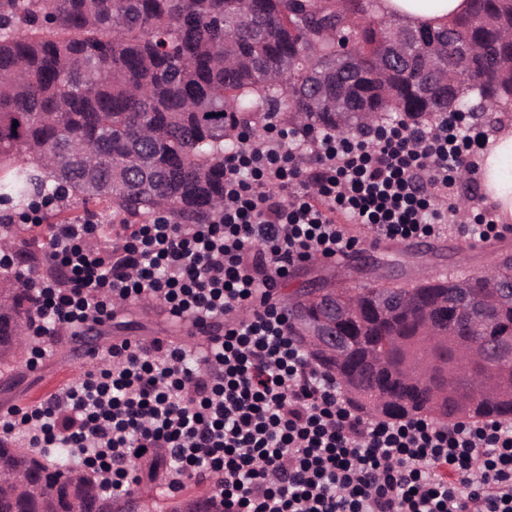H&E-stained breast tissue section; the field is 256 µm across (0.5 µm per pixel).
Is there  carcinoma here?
Segmentation results:
<instances>
[{"instance_id": "carcinoma-1", "label": "carcinoma", "mask_w": 512, "mask_h": 512, "mask_svg": "<svg viewBox=\"0 0 512 512\" xmlns=\"http://www.w3.org/2000/svg\"><path fill=\"white\" fill-rule=\"evenodd\" d=\"M0 0V199L30 191L82 197L112 211L120 224L166 209L175 224H207L224 203V153L242 146L239 134L279 112L303 125L338 135L362 117L341 124L331 106L315 104L297 86L350 52L360 68L356 98L377 119L401 117L424 126L452 107L478 118L485 106L512 108V0H471L469 11L435 30L436 37L471 39L504 60L475 75L457 73L453 98L432 101L417 89L419 53L408 76L391 90L375 83L385 29L375 24L369 0ZM479 103L470 105V95ZM487 275L464 280L429 277L382 297L378 287L355 288L361 317L336 318L334 332L346 360L309 355L332 372L352 408L370 417L429 416L440 422L512 416V366L491 361L463 367L448 360V385L434 388L406 378L408 358L426 359L430 324L442 330L453 353L489 336L512 337V301L502 303L485 328L471 324V301L442 304L455 290L470 298L493 288ZM0 322L33 312L24 288H0ZM389 355L381 369L370 357L382 340ZM27 473L23 497L0 488V512H207L197 500L158 506L114 500L98 481L72 484L65 452L46 459L20 452L0 438V473Z\"/></svg>"}]
</instances>
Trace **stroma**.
<instances>
[{"instance_id":"obj_1","label":"stroma","mask_w":512,"mask_h":512,"mask_svg":"<svg viewBox=\"0 0 512 512\" xmlns=\"http://www.w3.org/2000/svg\"><path fill=\"white\" fill-rule=\"evenodd\" d=\"M347 231L357 237V245L336 263L327 264L315 258L301 264L287 282L278 286L281 299L315 286L364 288L387 278L409 286L426 275H476L495 257L512 254V233L476 244L453 230L410 241L380 239L372 230L356 224L348 225ZM188 334L187 327L168 320L162 303L150 301L121 306L112 322L102 328L100 342L108 346L124 339L149 341L162 337L182 344ZM40 345L45 355L36 370H29L26 359L20 358L8 365L5 375H0V412L6 410L15 398L31 391L36 373H64L67 387L72 388L81 383L87 372L96 368L95 363L75 358L69 332L41 340Z\"/></svg>"}]
</instances>
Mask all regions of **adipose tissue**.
<instances>
[{
  "label": "adipose tissue",
  "instance_id": "obj_1",
  "mask_svg": "<svg viewBox=\"0 0 512 512\" xmlns=\"http://www.w3.org/2000/svg\"><path fill=\"white\" fill-rule=\"evenodd\" d=\"M470 0H379L380 14L403 20L420 28H438L466 13ZM512 129L506 128L488 140L478 162L483 193L496 211L500 223H512Z\"/></svg>",
  "mask_w": 512,
  "mask_h": 512
}]
</instances>
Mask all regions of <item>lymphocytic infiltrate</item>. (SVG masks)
<instances>
[{
	"mask_svg": "<svg viewBox=\"0 0 512 512\" xmlns=\"http://www.w3.org/2000/svg\"><path fill=\"white\" fill-rule=\"evenodd\" d=\"M484 141L462 112L369 139L273 125L225 154L224 209L212 223L160 215L106 250L91 221L55 225L48 257L71 279L62 288L21 273L34 336L143 300L223 320L224 333L196 352L158 338L112 345L111 367L55 403L1 414L0 434L25 426L30 447L69 449L115 494L130 492L144 459L163 464L172 489L216 476L224 512H512L511 422L362 418L289 334L274 293L291 267L354 248L345 223L402 241L447 232L436 201Z\"/></svg>",
	"mask_w": 512,
	"mask_h": 512,
	"instance_id": "obj_1",
	"label": "lymphocytic infiltrate"
}]
</instances>
